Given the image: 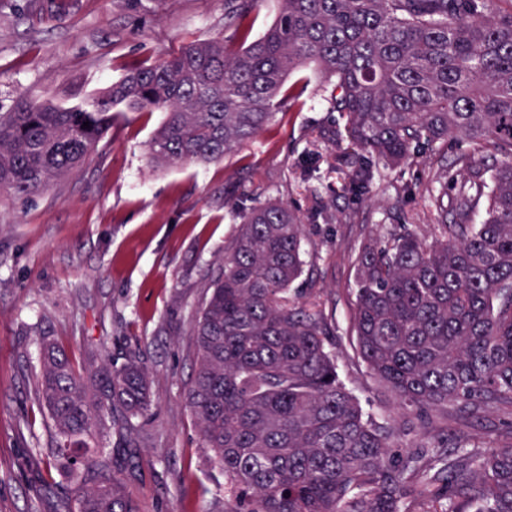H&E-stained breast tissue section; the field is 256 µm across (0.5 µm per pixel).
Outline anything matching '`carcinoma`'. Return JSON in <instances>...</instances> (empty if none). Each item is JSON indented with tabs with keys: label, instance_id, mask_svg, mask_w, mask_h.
Wrapping results in <instances>:
<instances>
[{
	"label": "carcinoma",
	"instance_id": "obj_1",
	"mask_svg": "<svg viewBox=\"0 0 512 512\" xmlns=\"http://www.w3.org/2000/svg\"><path fill=\"white\" fill-rule=\"evenodd\" d=\"M253 2L225 0L229 40L133 65L77 104L0 110V193L29 197L78 169L120 112H164L150 144L157 167L222 160L276 110L294 111L300 94L286 80L310 63L345 122L344 191L365 194L380 164L440 161V145L455 139V194L417 186L434 237L404 224L354 259L358 355L405 412L398 430L365 414L340 379L321 311L292 294L306 218L284 203L244 214L198 312L186 397L209 463L224 472V512H512V440L472 450L446 435L419 441L450 404L465 417L512 412V8L279 0L254 39ZM35 388L56 431L54 462L32 452L22 467L77 491L42 498L34 512H141L98 441L114 429L136 446L154 404L148 367L129 356L77 370L45 338Z\"/></svg>",
	"mask_w": 512,
	"mask_h": 512
}]
</instances>
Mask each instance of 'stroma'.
<instances>
[{"label":"stroma","instance_id":"35a3bbf8","mask_svg":"<svg viewBox=\"0 0 512 512\" xmlns=\"http://www.w3.org/2000/svg\"><path fill=\"white\" fill-rule=\"evenodd\" d=\"M224 0H0V107L19 97L68 105L196 42L230 36ZM301 93L295 111L223 160L154 167L149 144L158 112L122 113L85 163L29 198L0 193V512H32L42 475L21 469L32 451L51 458L55 435L34 398L42 337L74 364L136 355L151 371L158 400L135 452L104 438L112 466L142 512H214L224 474L206 461L187 398L194 371L197 310L241 224L240 211L270 201L299 207L305 266L295 289L318 301L336 336L341 379L379 422L395 426V397L368 373L352 327L359 247L398 224L432 223L427 199L406 184L431 181L424 167H378L366 195L341 188L350 170L343 146L316 171L303 155L319 135L342 128L311 66L288 78ZM349 213L350 224L312 221L315 209ZM512 413L466 419L456 409L424 429L426 440L486 444Z\"/></svg>","mask_w":512,"mask_h":512}]
</instances>
